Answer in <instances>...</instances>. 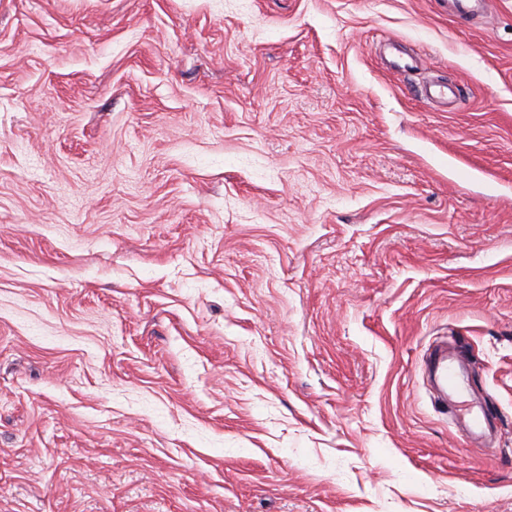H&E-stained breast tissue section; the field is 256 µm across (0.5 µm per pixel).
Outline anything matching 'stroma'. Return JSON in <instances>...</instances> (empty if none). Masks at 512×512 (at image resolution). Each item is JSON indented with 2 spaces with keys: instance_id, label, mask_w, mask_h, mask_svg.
<instances>
[{
  "instance_id": "35a3bbf8",
  "label": "stroma",
  "mask_w": 512,
  "mask_h": 512,
  "mask_svg": "<svg viewBox=\"0 0 512 512\" xmlns=\"http://www.w3.org/2000/svg\"><path fill=\"white\" fill-rule=\"evenodd\" d=\"M0 512H512V0H0ZM423 366L447 397L448 393L459 396L467 388V380L462 377V365L454 363V359L448 355V347L438 351L430 350L423 358ZM453 413L459 422L472 430L495 429L498 432V424L501 425L500 416L493 414L488 408L474 412L472 407L462 402L454 405Z\"/></svg>"
}]
</instances>
